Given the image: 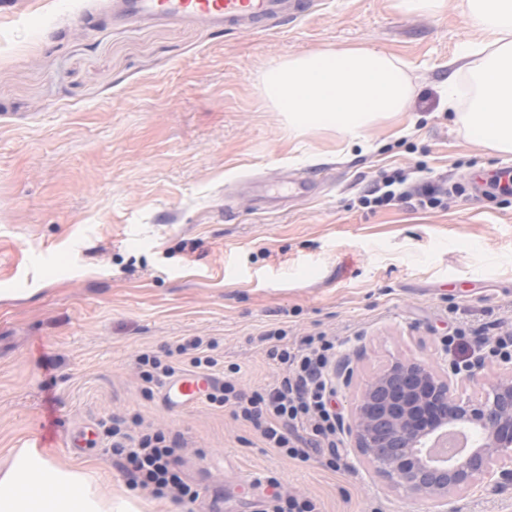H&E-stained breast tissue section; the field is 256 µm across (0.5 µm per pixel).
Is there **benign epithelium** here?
I'll return each mask as SVG.
<instances>
[{"label":"benign epithelium","mask_w":512,"mask_h":512,"mask_svg":"<svg viewBox=\"0 0 512 512\" xmlns=\"http://www.w3.org/2000/svg\"><path fill=\"white\" fill-rule=\"evenodd\" d=\"M489 381L482 363L436 370L417 358H397L362 387L342 424L351 447L375 473L415 499L446 505L479 480L512 481V358ZM478 390L475 396L459 392ZM472 430L469 458L442 468L422 455L429 440L450 426Z\"/></svg>","instance_id":"7a95c632"}]
</instances>
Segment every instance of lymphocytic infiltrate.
I'll return each mask as SVG.
<instances>
[{
    "instance_id": "1",
    "label": "lymphocytic infiltrate",
    "mask_w": 512,
    "mask_h": 512,
    "mask_svg": "<svg viewBox=\"0 0 512 512\" xmlns=\"http://www.w3.org/2000/svg\"><path fill=\"white\" fill-rule=\"evenodd\" d=\"M284 338L281 329L264 336L270 344L269 358L282 369L275 384L243 393L232 378L237 371L232 365L228 368L229 378L210 391L207 398L227 407L234 418L249 422L267 447L301 462L325 456L330 464L339 465L337 416L330 405L326 379L333 342L325 336H308L288 346ZM112 453L125 458L135 482L152 488L156 495L172 493L196 499V491L183 482L173 464L174 443L164 433L143 430L134 435L124 420H116Z\"/></svg>"
}]
</instances>
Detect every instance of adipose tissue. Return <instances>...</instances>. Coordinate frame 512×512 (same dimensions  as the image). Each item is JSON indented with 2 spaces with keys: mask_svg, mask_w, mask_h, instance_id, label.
<instances>
[{
  "mask_svg": "<svg viewBox=\"0 0 512 512\" xmlns=\"http://www.w3.org/2000/svg\"><path fill=\"white\" fill-rule=\"evenodd\" d=\"M484 41L474 43L445 81L455 92L467 80V111L456 120L488 148L512 154V0H466ZM137 491L102 493L97 469L77 467L35 448H12L0 459V512H142Z\"/></svg>",
  "mask_w": 512,
  "mask_h": 512,
  "instance_id": "1",
  "label": "adipose tissue"
}]
</instances>
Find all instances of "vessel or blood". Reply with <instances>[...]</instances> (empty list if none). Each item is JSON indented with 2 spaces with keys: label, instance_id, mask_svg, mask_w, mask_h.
<instances>
[{
  "label": "vessel or blood",
  "instance_id": "1",
  "mask_svg": "<svg viewBox=\"0 0 512 512\" xmlns=\"http://www.w3.org/2000/svg\"><path fill=\"white\" fill-rule=\"evenodd\" d=\"M310 0H112L111 10L119 20L194 21L215 30L231 28L265 29L268 22L298 17L309 8ZM266 182L274 188H287L289 199L308 196L314 184L303 177L273 175ZM206 382L200 376L183 373L165 388L164 401L170 411L194 406L202 398Z\"/></svg>",
  "mask_w": 512,
  "mask_h": 512
}]
</instances>
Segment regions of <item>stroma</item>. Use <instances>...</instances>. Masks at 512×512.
I'll list each match as a JSON object with an SVG mask.
<instances>
[{
	"label": "stroma",
	"mask_w": 512,
	"mask_h": 512,
	"mask_svg": "<svg viewBox=\"0 0 512 512\" xmlns=\"http://www.w3.org/2000/svg\"><path fill=\"white\" fill-rule=\"evenodd\" d=\"M257 32L195 22L115 24L108 0H0V455L37 448L104 463V491L130 487L112 420L161 430L200 496L144 491L150 512H257L270 480L318 512H437L374 474L339 436L341 468L265 447L201 401L175 414L137 357L200 336L239 365L246 393L274 384L261 336L322 333L350 385L395 356L492 363L512 336V191L471 176L512 170L441 98L449 63L480 34L448 0L435 16L392 0H314ZM364 45L407 66L414 92L371 150L335 130L297 133L264 91L289 54ZM303 173L317 193L283 204L264 179ZM411 197H361L386 175ZM435 189V206L415 194ZM462 333L464 349L448 348ZM456 512H512V485L477 483Z\"/></svg>",
	"instance_id": "1"
}]
</instances>
